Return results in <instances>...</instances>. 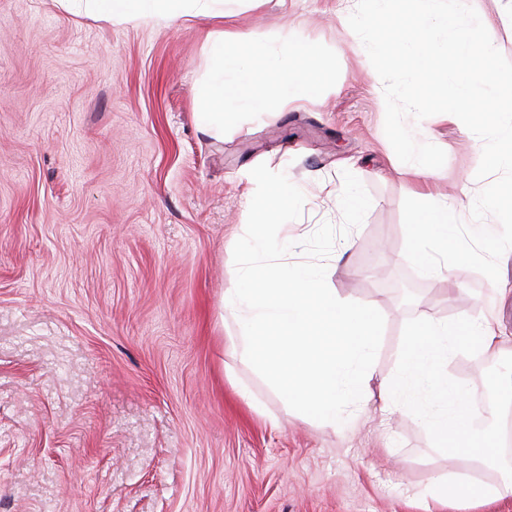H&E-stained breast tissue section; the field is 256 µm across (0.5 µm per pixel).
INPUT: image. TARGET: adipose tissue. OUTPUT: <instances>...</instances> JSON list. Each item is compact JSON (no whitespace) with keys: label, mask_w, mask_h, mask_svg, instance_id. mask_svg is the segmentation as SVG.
I'll use <instances>...</instances> for the list:
<instances>
[{"label":"adipose tissue","mask_w":512,"mask_h":512,"mask_svg":"<svg viewBox=\"0 0 512 512\" xmlns=\"http://www.w3.org/2000/svg\"><path fill=\"white\" fill-rule=\"evenodd\" d=\"M87 10L101 18L138 24L150 19L174 17L210 18L221 16V0H83ZM211 60L205 104L197 114L199 127L220 131L226 110L248 106L259 112L273 99L294 102L320 93L327 80L319 65V52L308 45L294 49L298 67L289 69L264 61L253 44L231 35H207ZM507 337L495 320L480 317L448 324L420 318L411 328L396 376L385 379L386 401L408 399L418 394L430 405L422 419L438 441L460 437L471 441L479 458L499 457L496 437L481 435L471 418L468 390L448 377V358L457 348H471L484 355L494 354ZM432 497L448 502L463 499L512 497V479L489 485L453 479L435 481Z\"/></svg>","instance_id":"adipose-tissue-1"}]
</instances>
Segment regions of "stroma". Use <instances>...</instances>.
Masks as SVG:
<instances>
[{"instance_id":"1","label":"stroma","mask_w":512,"mask_h":512,"mask_svg":"<svg viewBox=\"0 0 512 512\" xmlns=\"http://www.w3.org/2000/svg\"><path fill=\"white\" fill-rule=\"evenodd\" d=\"M467 3L512 61L505 0ZM356 5L224 0L219 18L126 25L0 0V512H512V497H425L439 477L501 475L466 441L438 444L407 404L380 410L410 326L454 323L494 285L463 267L427 277L405 257V198L447 197L472 224L483 142L446 114L407 118L446 154L415 183L385 135L383 83L336 20ZM208 31L292 67L289 46L318 48L328 93L203 132ZM261 163L305 196L296 244L342 226L343 172L372 200L326 260L328 286L385 319L367 397L334 429L235 358L222 319ZM510 370L467 349L448 361L475 393Z\"/></svg>"}]
</instances>
